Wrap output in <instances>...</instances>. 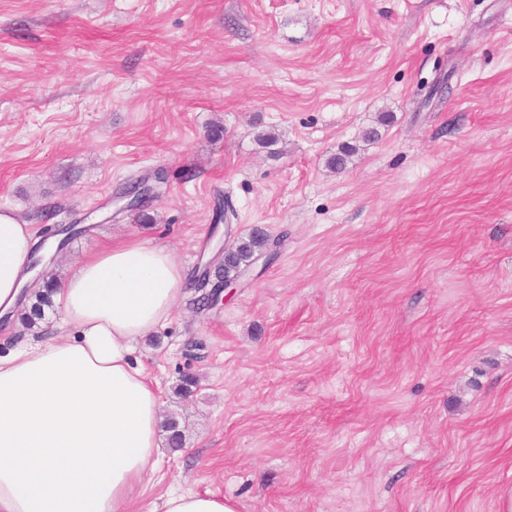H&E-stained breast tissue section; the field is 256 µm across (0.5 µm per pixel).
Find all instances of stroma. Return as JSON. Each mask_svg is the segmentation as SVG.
I'll return each mask as SVG.
<instances>
[{
	"mask_svg": "<svg viewBox=\"0 0 512 512\" xmlns=\"http://www.w3.org/2000/svg\"><path fill=\"white\" fill-rule=\"evenodd\" d=\"M0 207L85 225L58 281L130 237L184 270L132 360L185 439L131 512H512V0H0ZM258 226L276 259L197 305ZM162 512H235L224 497L210 492H170L162 503Z\"/></svg>",
	"mask_w": 512,
	"mask_h": 512,
	"instance_id": "obj_1",
	"label": "stroma"
}]
</instances>
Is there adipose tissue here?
<instances>
[{
  "instance_id": "1",
  "label": "adipose tissue",
  "mask_w": 512,
  "mask_h": 512,
  "mask_svg": "<svg viewBox=\"0 0 512 512\" xmlns=\"http://www.w3.org/2000/svg\"><path fill=\"white\" fill-rule=\"evenodd\" d=\"M34 225L0 209V317L29 278ZM173 253L128 238L81 261L56 298L61 335L0 358V512H128L158 448L157 390L131 362L171 316ZM162 512H235L209 492H171Z\"/></svg>"
}]
</instances>
